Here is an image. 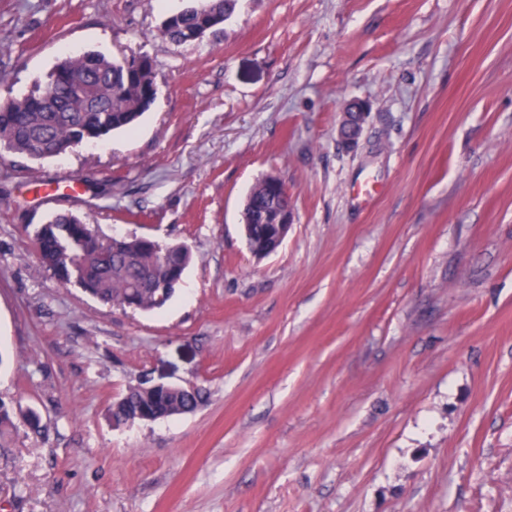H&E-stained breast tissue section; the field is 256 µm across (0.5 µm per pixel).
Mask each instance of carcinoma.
<instances>
[{
    "instance_id": "carcinoma-1",
    "label": "carcinoma",
    "mask_w": 512,
    "mask_h": 512,
    "mask_svg": "<svg viewBox=\"0 0 512 512\" xmlns=\"http://www.w3.org/2000/svg\"><path fill=\"white\" fill-rule=\"evenodd\" d=\"M236 0H199L174 25L162 24L166 39L184 44L211 14L231 15ZM84 76V93L77 98L66 80ZM154 98L140 80L127 78L124 60L97 52L66 56L44 87L0 105V146L21 155L56 150L61 155L77 143L101 140L115 131H128L149 109ZM250 197L262 210L290 202L288 188H271L260 179ZM32 241L43 265L63 287L77 286L99 302L134 312L163 310L181 285L178 276L192 261L189 252H171L154 239L136 236L118 241L100 238L76 216L60 212L34 229ZM203 400L197 387L160 390L148 397L128 389L110 416L115 424L147 421L148 410L159 419L194 411ZM14 404L0 399V449L11 447L16 427Z\"/></svg>"
}]
</instances>
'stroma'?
Instances as JSON below:
<instances>
[{
    "mask_svg": "<svg viewBox=\"0 0 512 512\" xmlns=\"http://www.w3.org/2000/svg\"><path fill=\"white\" fill-rule=\"evenodd\" d=\"M188 3L0 0L2 104L70 52L157 73L132 130L0 150V398L43 425L17 426L0 512H512V0H238L162 38ZM268 175L294 223L258 260ZM59 211L187 245L169 304L59 286L30 238ZM145 379L207 400L112 424ZM368 110L369 104L363 100H354L347 105L337 130L338 138L342 144L351 147L358 143ZM249 196L253 204L259 210H262L272 204L274 201L278 204L287 205L290 202L288 188L282 182L278 189L270 188L265 182L264 177L252 187Z\"/></svg>",
    "mask_w": 512,
    "mask_h": 512,
    "instance_id": "stroma-1",
    "label": "stroma"
}]
</instances>
